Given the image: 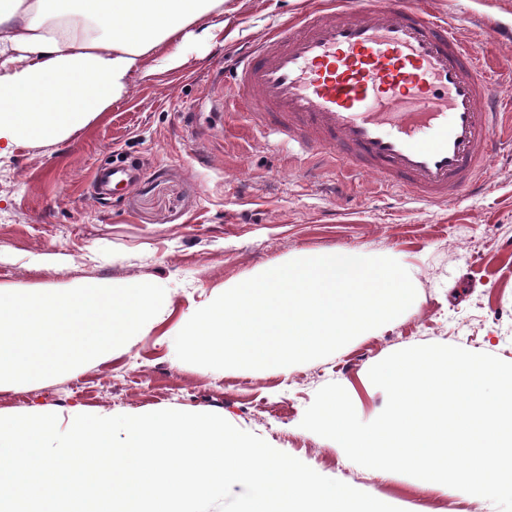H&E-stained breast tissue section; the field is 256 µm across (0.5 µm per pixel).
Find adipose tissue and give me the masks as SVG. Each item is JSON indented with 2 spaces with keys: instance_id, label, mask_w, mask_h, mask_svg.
<instances>
[{
  "instance_id": "obj_1",
  "label": "adipose tissue",
  "mask_w": 512,
  "mask_h": 512,
  "mask_svg": "<svg viewBox=\"0 0 512 512\" xmlns=\"http://www.w3.org/2000/svg\"><path fill=\"white\" fill-rule=\"evenodd\" d=\"M224 0H0V157L52 144L110 107L145 56L216 39Z\"/></svg>"
}]
</instances>
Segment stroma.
Here are the masks:
<instances>
[{
  "label": "stroma",
  "mask_w": 512,
  "mask_h": 512,
  "mask_svg": "<svg viewBox=\"0 0 512 512\" xmlns=\"http://www.w3.org/2000/svg\"><path fill=\"white\" fill-rule=\"evenodd\" d=\"M316 0H226L217 43L187 45L175 69L145 57L120 101L54 144L0 158V292L83 285H161V311L129 344L63 375L0 383V416L213 412L321 475L403 512H497L489 501L350 461L302 429L321 387L342 385L362 421L387 401L369 369L415 345H457L512 363V155L487 166L481 195L424 204L365 177L344 182L331 160L296 159L266 141L215 65L297 20ZM459 19L512 103V0H432ZM136 163L108 198L97 169ZM352 250L416 269L417 296L378 332L329 357L263 370L180 361L174 338L196 310L263 271L311 254Z\"/></svg>",
  "instance_id": "35a3bbf8"
}]
</instances>
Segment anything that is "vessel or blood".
Wrapping results in <instances>:
<instances>
[{"instance_id":"b4317fda","label":"vessel or blood","mask_w":512,"mask_h":512,"mask_svg":"<svg viewBox=\"0 0 512 512\" xmlns=\"http://www.w3.org/2000/svg\"><path fill=\"white\" fill-rule=\"evenodd\" d=\"M235 91L266 135L330 154L424 203L481 192L502 126L498 85L454 20L416 0H322L229 60ZM101 169L97 193L128 181Z\"/></svg>"}]
</instances>
